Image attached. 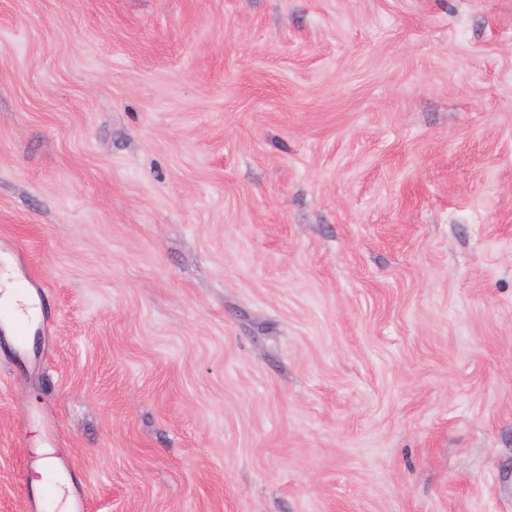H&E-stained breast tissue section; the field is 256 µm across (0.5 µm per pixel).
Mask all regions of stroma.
<instances>
[{
	"label": "stroma",
	"mask_w": 512,
	"mask_h": 512,
	"mask_svg": "<svg viewBox=\"0 0 512 512\" xmlns=\"http://www.w3.org/2000/svg\"><path fill=\"white\" fill-rule=\"evenodd\" d=\"M1 278L0 512H512V0H0Z\"/></svg>",
	"instance_id": "35a3bbf8"
}]
</instances>
